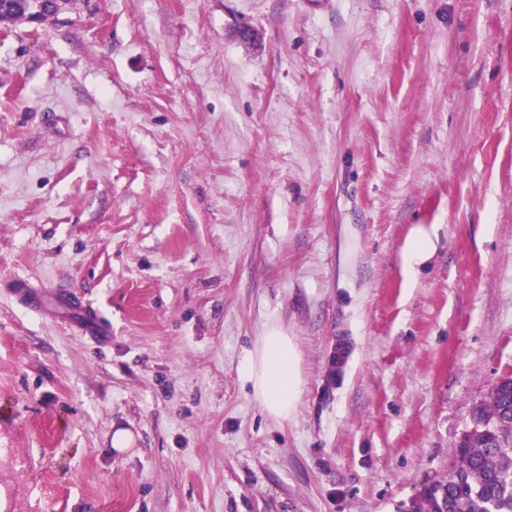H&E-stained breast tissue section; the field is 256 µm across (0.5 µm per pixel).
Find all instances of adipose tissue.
Here are the masks:
<instances>
[{
    "instance_id": "adipose-tissue-1",
    "label": "adipose tissue",
    "mask_w": 512,
    "mask_h": 512,
    "mask_svg": "<svg viewBox=\"0 0 512 512\" xmlns=\"http://www.w3.org/2000/svg\"><path fill=\"white\" fill-rule=\"evenodd\" d=\"M433 236V230L423 226L409 234L400 261L406 280H414L420 266L431 257ZM244 374L261 409L273 418L287 419L300 389L298 352L291 338L279 328L267 329L250 353Z\"/></svg>"
}]
</instances>
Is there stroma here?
<instances>
[{
  "label": "stroma",
  "instance_id": "1",
  "mask_svg": "<svg viewBox=\"0 0 512 512\" xmlns=\"http://www.w3.org/2000/svg\"><path fill=\"white\" fill-rule=\"evenodd\" d=\"M273 325L285 420L243 372ZM507 375L512 0H89L0 35L11 512H408ZM434 228L420 226L411 231L401 252V270L408 282H412L419 267L432 255ZM11 288L29 308L39 312L45 310L47 294L36 288L29 280L17 277L12 281ZM253 397L269 416L285 420L300 389L298 352L291 338L277 327L260 336L244 366Z\"/></svg>",
  "mask_w": 512,
  "mask_h": 512
}]
</instances>
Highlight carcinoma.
<instances>
[{"label":"carcinoma","instance_id":"cac0c4a2","mask_svg":"<svg viewBox=\"0 0 512 512\" xmlns=\"http://www.w3.org/2000/svg\"><path fill=\"white\" fill-rule=\"evenodd\" d=\"M25 7L24 0H0V21H16ZM506 404L512 396L494 390L473 415L494 421ZM430 484L448 491V512H512V440L501 443L490 431L469 434L456 446L448 473Z\"/></svg>","mask_w":512,"mask_h":512}]
</instances>
